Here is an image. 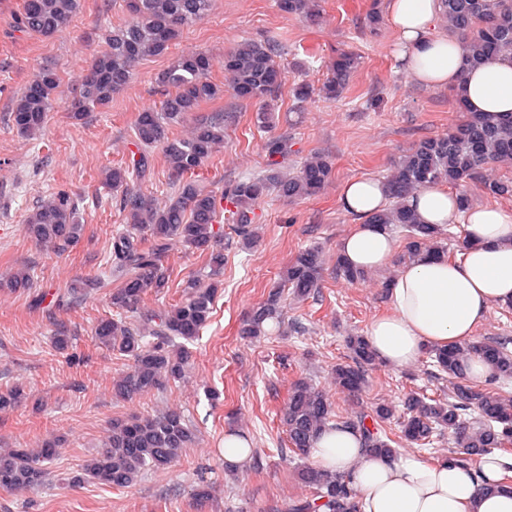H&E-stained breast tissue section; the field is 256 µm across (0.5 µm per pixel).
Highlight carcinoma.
I'll list each match as a JSON object with an SVG mask.
<instances>
[{"instance_id": "carcinoma-1", "label": "carcinoma", "mask_w": 512, "mask_h": 512, "mask_svg": "<svg viewBox=\"0 0 512 512\" xmlns=\"http://www.w3.org/2000/svg\"><path fill=\"white\" fill-rule=\"evenodd\" d=\"M124 2L132 20L106 34V47L94 57L72 102L75 119L105 107L130 83L136 64L163 54L183 29L203 19L212 5V0ZM279 7L302 16L317 12L314 0H279ZM80 9L81 0H26L18 24L26 32L49 38L66 31ZM440 17L448 35L463 41L471 66L512 59V0H440ZM279 53L278 45L271 42L245 40L218 62L201 52L181 54L162 74L168 93L157 106L136 116L135 151L127 162L105 174V184L116 192L125 228L112 232L108 257L109 275L116 282L112 307L118 316L98 321L93 338L128 361L126 371L112 382L113 395L123 401H133L183 378L192 358L188 344L199 337L211 317L216 285L197 279L186 281L184 298L174 307L141 312L145 298L168 284L163 259L171 241L179 239L205 252L206 267L217 275L224 269L222 224L230 226L242 248L251 249L261 238V225L251 214L262 199L272 193L288 200L310 197L331 179L332 159L325 151L310 155L297 171H286L292 153L290 139L273 132L266 110L256 113V130L264 134L265 171L227 179L219 194L192 175L224 146L225 129L236 121V113L197 119L188 136H169L171 127L184 123L203 104L223 93L209 80L216 66L224 71V79L238 99L270 107L283 78ZM357 64L352 55L335 61L324 86L327 96L343 94ZM59 84L57 73L43 68L16 97L10 118L21 136L32 137L44 127ZM458 109L466 113L462 122L444 136L421 141L383 181L390 205L370 220L401 231L403 258L409 262L424 254H448L445 229L421 223L409 206L408 199L416 190L460 184L481 175L490 165L512 166V115L492 120L469 111L461 101ZM155 148L161 150L178 185L176 194L163 204L150 193L129 188V182L150 176ZM484 187L493 196H512L509 181L487 179ZM76 214L69 192L56 188L26 215L25 233L39 246L61 254L81 238L83 225ZM323 273L322 252L307 248L282 271L280 281L292 289L294 297L305 300L319 291ZM102 286L100 278L78 282L72 285L71 299ZM69 300L60 297L56 303L64 307ZM281 300V288H272L244 321L239 336L252 342L270 333L269 324L281 327ZM511 343V338L501 336L435 351L436 371L431 377L453 381L448 401L428 402L423 395L407 398V413L398 436L385 428L394 415L392 406L379 404L368 411L356 407L340 414L323 390L299 379L289 389L279 414L289 449L307 455L326 431L341 425L358 431L371 453L392 458L397 456L396 445L402 440L427 446L434 437L446 433L456 447L447 460L474 465L477 457L512 444V398L502 395L512 381ZM348 345L351 362L336 365L334 376L339 389L354 395L365 386L368 368L376 358L362 336L348 337ZM476 352L493 369L483 387L471 384L465 375L469 356ZM24 398L25 392L17 387L0 389V412L15 408ZM196 439V430L178 409L116 418L102 451L75 472L71 482L132 487L145 473L177 462ZM57 454L53 442L38 448H0V491L16 495L37 491L45 481L44 464ZM295 475L310 488V494L290 500L286 512H361L357 493L328 470L301 466Z\"/></svg>"}]
</instances>
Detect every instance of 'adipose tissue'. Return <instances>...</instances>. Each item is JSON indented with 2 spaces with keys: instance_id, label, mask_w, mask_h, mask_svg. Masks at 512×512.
<instances>
[{
  "instance_id": "ef3b65f1",
  "label": "adipose tissue",
  "mask_w": 512,
  "mask_h": 512,
  "mask_svg": "<svg viewBox=\"0 0 512 512\" xmlns=\"http://www.w3.org/2000/svg\"><path fill=\"white\" fill-rule=\"evenodd\" d=\"M388 15L410 77L456 89L472 111L512 112V60L467 68L459 40L433 35L439 0H389ZM341 203L355 229L340 240V256L363 269L389 264L393 240L370 221L386 204L381 183L349 181ZM409 204L427 224H447L464 213L467 245L456 261L424 256L401 268L390 290L391 314L367 333L379 361L396 367L415 362L427 346L467 340L492 305H512V213L494 206L463 210L455 194L434 187L415 193ZM311 457L348 481L362 512H512V486L500 482L512 470V455L493 453L472 468L451 461L431 467L371 454L358 434L341 427L326 432Z\"/></svg>"
}]
</instances>
